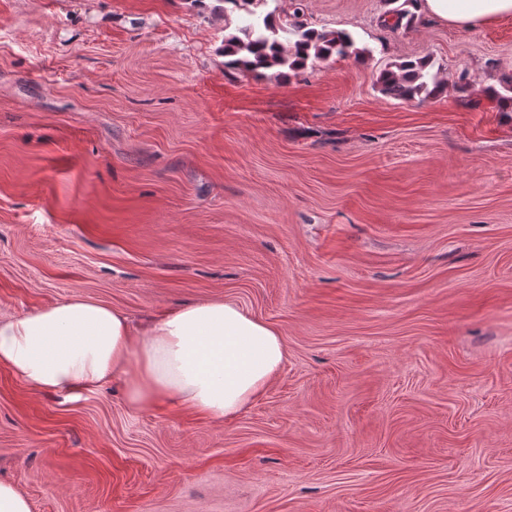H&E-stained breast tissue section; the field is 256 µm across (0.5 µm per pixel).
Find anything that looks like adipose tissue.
I'll list each match as a JSON object with an SVG mask.
<instances>
[{
	"mask_svg": "<svg viewBox=\"0 0 512 512\" xmlns=\"http://www.w3.org/2000/svg\"><path fill=\"white\" fill-rule=\"evenodd\" d=\"M421 9L472 30L512 17V0H422ZM285 359L274 327L225 300L177 310L141 334L121 311L81 297L0 316V366L27 387L74 394L120 378L135 412L164 402L231 419Z\"/></svg>",
	"mask_w": 512,
	"mask_h": 512,
	"instance_id": "obj_1",
	"label": "adipose tissue"
}]
</instances>
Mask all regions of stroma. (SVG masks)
<instances>
[{
    "label": "stroma",
    "instance_id": "35a3bbf8",
    "mask_svg": "<svg viewBox=\"0 0 512 512\" xmlns=\"http://www.w3.org/2000/svg\"><path fill=\"white\" fill-rule=\"evenodd\" d=\"M304 3L360 57L229 71L236 11L0 0V314L231 300L287 352L223 422L0 367V482L31 512H512V112L487 96L512 18ZM425 56L441 95L381 93ZM403 2L391 10L387 11L383 17L382 23L385 28L395 32L400 29L407 30L412 28L418 19L415 12H412L407 6L415 7L418 0H402Z\"/></svg>",
    "mask_w": 512,
    "mask_h": 512
}]
</instances>
